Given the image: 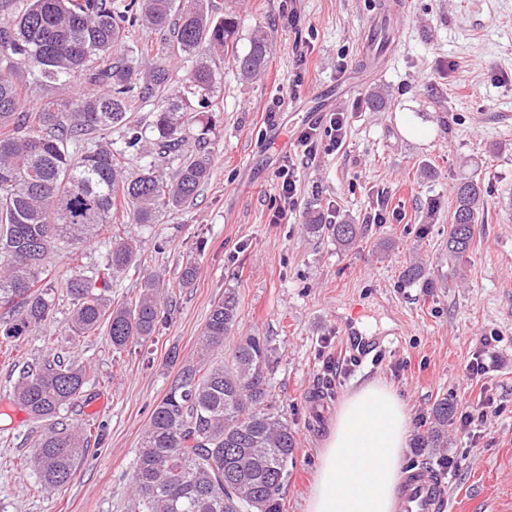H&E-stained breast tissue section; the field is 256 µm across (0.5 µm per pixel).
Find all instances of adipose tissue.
Returning a JSON list of instances; mask_svg holds the SVG:
<instances>
[{"instance_id":"1","label":"adipose tissue","mask_w":512,"mask_h":512,"mask_svg":"<svg viewBox=\"0 0 512 512\" xmlns=\"http://www.w3.org/2000/svg\"><path fill=\"white\" fill-rule=\"evenodd\" d=\"M409 433L394 392L375 381L355 389L322 442L305 512H394Z\"/></svg>"}]
</instances>
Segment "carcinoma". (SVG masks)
<instances>
[{"label":"carcinoma","mask_w":512,"mask_h":512,"mask_svg":"<svg viewBox=\"0 0 512 512\" xmlns=\"http://www.w3.org/2000/svg\"><path fill=\"white\" fill-rule=\"evenodd\" d=\"M0 0V335L25 336L51 316L56 291L45 282L46 259L59 244L79 250L112 223L123 203L132 223L155 224L159 214L194 198L211 174L206 149L211 132L207 108L218 77L207 52L232 53L246 78L265 69L269 43L258 29L249 47L238 50L237 18L217 19L203 0ZM142 25L169 33L161 52L188 57L181 75L156 63L141 77L135 58L147 60L154 47L126 48L129 32ZM42 90L74 83L90 91L67 100L47 98L26 108L17 69ZM153 120L130 119L155 101ZM115 132L116 149L104 138ZM98 132L90 144L86 135ZM197 143L191 149L189 142ZM139 155L133 176L121 159ZM171 177H166V170ZM479 181L467 178L455 190L448 227V258L470 251L475 226L484 223ZM332 231L350 248L362 233L358 224L306 225L307 233ZM133 239L112 240L107 270L117 278L137 258ZM408 284L429 288L426 265L402 271ZM99 276L76 273L67 284L70 326L79 336L96 334L107 323L113 348L149 340L165 320L167 307L155 275L146 278L135 304L112 306L97 286ZM235 292L211 309L199 341V360L184 364L155 406L142 431L131 476L129 512H280L279 496L296 436L269 400L266 372L270 349L257 336L240 339L229 363L205 367L210 354L224 349L238 318ZM89 367L48 354L22 369L13 397L42 431L33 445L31 466L47 492L66 485L88 452L90 436L80 424L57 419L58 410L83 397ZM448 399L434 407L433 426L420 448H445Z\"/></svg>","instance_id":"cac0c4a2"}]
</instances>
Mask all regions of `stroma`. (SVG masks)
Masks as SVG:
<instances>
[{
  "label": "stroma",
  "mask_w": 512,
  "mask_h": 512,
  "mask_svg": "<svg viewBox=\"0 0 512 512\" xmlns=\"http://www.w3.org/2000/svg\"><path fill=\"white\" fill-rule=\"evenodd\" d=\"M239 18V49L267 32L262 74L243 78L223 52L210 56L221 79L209 135L211 176L196 199L158 223H130L114 210L110 232L78 254L47 260L59 288L52 317L27 336L0 339V512H127L140 435L197 343L225 289L239 299L232 340L212 355L228 360L239 336L268 341V389L297 435L280 493L281 512H304L317 452L344 397L364 382L394 391L410 414V436L431 427L448 400L455 413L486 410L462 432L448 423V447L403 451L406 468L441 471L455 501L471 512H512V318L500 283L512 278V0H399L396 42L380 56L363 48L383 0H210ZM382 92L386 106L370 97ZM347 116L345 136H319L315 157L298 137L327 115ZM291 164L293 203L280 192ZM480 181L485 222L471 253L448 259V224L462 177ZM386 205L388 223L369 218ZM288 218L273 223L279 208ZM349 221L364 235L350 249L330 234L311 236L309 219ZM140 241L138 261L108 295L134 303L157 273L168 316L140 345L113 349L107 330L70 329L65 282L104 269L113 237ZM426 259L433 287L406 284L402 270ZM198 274L183 285L188 262ZM391 344L363 363L344 354L346 331ZM89 366L79 403L60 420L79 422L95 444L70 482L42 492L30 465L38 424L12 400L23 365L47 347ZM486 373L466 386L473 360Z\"/></svg>",
  "instance_id": "stroma-1"
}]
</instances>
